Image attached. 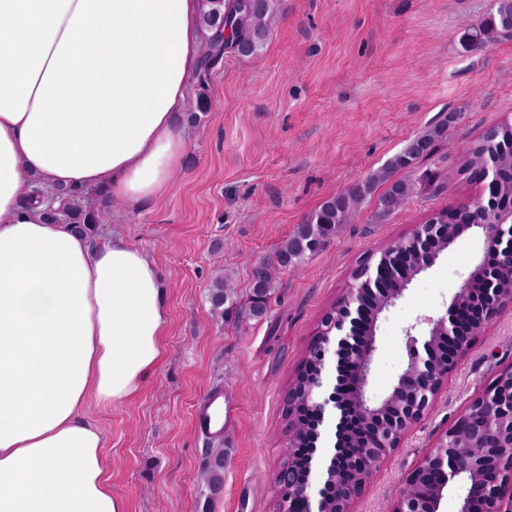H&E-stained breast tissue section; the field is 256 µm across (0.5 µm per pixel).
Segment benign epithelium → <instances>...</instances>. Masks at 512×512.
I'll list each match as a JSON object with an SVG mask.
<instances>
[{
	"label": "benign epithelium",
	"instance_id": "obj_1",
	"mask_svg": "<svg viewBox=\"0 0 512 512\" xmlns=\"http://www.w3.org/2000/svg\"><path fill=\"white\" fill-rule=\"evenodd\" d=\"M464 229L482 230L486 252L497 260L512 259L511 223L466 224ZM458 238L453 224L415 225L409 240L418 245L417 273L435 263L438 249L433 243ZM361 274L377 281L385 270L368 263L353 268V283L323 315L300 363L296 378L307 383L302 400L293 398L292 386L284 404L290 412L298 404L310 408L320 425L348 417L350 405H355L365 420L362 444L350 460L338 453L311 465L303 485L279 488L281 512H288L290 505L296 512H350L351 502L383 460L430 413L459 360L487 335L500 311L512 306V290L495 287L496 268L484 260L460 285L445 314L420 316L404 329L405 368L391 390L373 400L368 389L377 322L404 289L372 311L356 287ZM479 279L486 288L482 303L476 304L472 293ZM288 430L291 465L303 454L291 415ZM456 486L462 490L458 512H512V366L502 370L422 456L403 480L389 512H438L444 491Z\"/></svg>",
	"mask_w": 512,
	"mask_h": 512
}]
</instances>
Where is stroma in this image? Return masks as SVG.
Masks as SVG:
<instances>
[{
  "instance_id": "obj_1",
  "label": "stroma",
  "mask_w": 512,
  "mask_h": 512,
  "mask_svg": "<svg viewBox=\"0 0 512 512\" xmlns=\"http://www.w3.org/2000/svg\"><path fill=\"white\" fill-rule=\"evenodd\" d=\"M492 0H276L261 52L226 51L196 72L191 98L211 102L183 113L185 154L169 192L131 207L114 202L99 236L124 238L159 268L169 322L163 356L137 395L85 415L107 437L113 495L127 512H211L205 437L194 418L221 389L235 407L224 425L220 512H277L272 491L288 448L283 399L323 313L348 288L367 253L408 235L438 210L473 201L478 186L459 175L461 148L512 121V38L465 51V26ZM459 120L422 161L431 185L385 223L374 199L300 268H275L263 317L249 315L251 271L275 255L297 224L326 199L365 180L429 125ZM485 236L457 239L383 312L369 394L384 397L406 353L403 330L443 313L485 253ZM237 307L215 320L208 296L217 274ZM512 365V308L477 342L430 415L375 473L352 512H388L401 480L455 416Z\"/></svg>"
}]
</instances>
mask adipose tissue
Listing matches in <instances>:
<instances>
[{
  "instance_id": "1",
  "label": "adipose tissue",
  "mask_w": 512,
  "mask_h": 512,
  "mask_svg": "<svg viewBox=\"0 0 512 512\" xmlns=\"http://www.w3.org/2000/svg\"><path fill=\"white\" fill-rule=\"evenodd\" d=\"M198 0H0V512H125L88 399L162 358L156 265L22 209L32 180L162 196L200 58Z\"/></svg>"
}]
</instances>
